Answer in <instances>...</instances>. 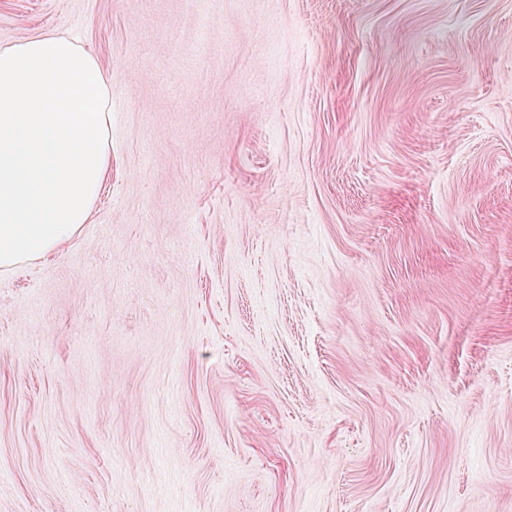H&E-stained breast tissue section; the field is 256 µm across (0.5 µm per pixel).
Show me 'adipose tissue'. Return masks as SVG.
I'll return each mask as SVG.
<instances>
[{"label": "adipose tissue", "instance_id": "ef3b65f1", "mask_svg": "<svg viewBox=\"0 0 512 512\" xmlns=\"http://www.w3.org/2000/svg\"><path fill=\"white\" fill-rule=\"evenodd\" d=\"M112 77L75 41L0 48V270L68 245L111 163Z\"/></svg>", "mask_w": 512, "mask_h": 512}]
</instances>
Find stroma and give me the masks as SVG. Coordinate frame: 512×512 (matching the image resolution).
<instances>
[{"mask_svg":"<svg viewBox=\"0 0 512 512\" xmlns=\"http://www.w3.org/2000/svg\"><path fill=\"white\" fill-rule=\"evenodd\" d=\"M112 76L0 273V512H512V0H0Z\"/></svg>","mask_w":512,"mask_h":512,"instance_id":"35a3bbf8","label":"stroma"}]
</instances>
